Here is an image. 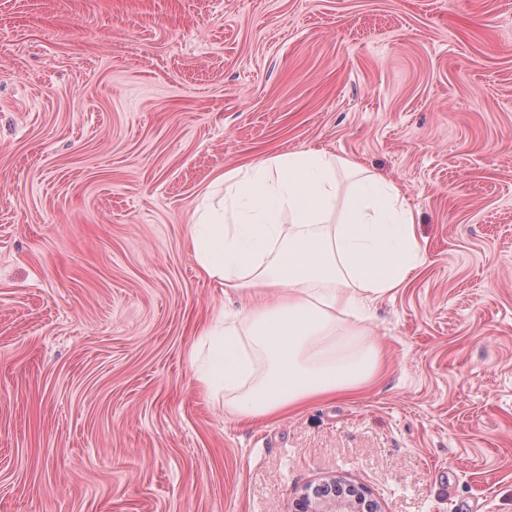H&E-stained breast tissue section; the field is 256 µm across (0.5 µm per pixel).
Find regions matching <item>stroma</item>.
<instances>
[{
	"instance_id": "1",
	"label": "stroma",
	"mask_w": 512,
	"mask_h": 512,
	"mask_svg": "<svg viewBox=\"0 0 512 512\" xmlns=\"http://www.w3.org/2000/svg\"><path fill=\"white\" fill-rule=\"evenodd\" d=\"M316 147L393 181L424 263L379 378L245 425L190 227ZM512 512V0H0V512ZM366 491L364 489H354L351 491V499L342 500L334 503L328 507H322L319 499V493L313 489L311 492L306 490L294 502V512H357L359 505L366 498Z\"/></svg>"
}]
</instances>
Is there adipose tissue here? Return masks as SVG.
Listing matches in <instances>:
<instances>
[{"label": "adipose tissue", "instance_id": "obj_1", "mask_svg": "<svg viewBox=\"0 0 512 512\" xmlns=\"http://www.w3.org/2000/svg\"><path fill=\"white\" fill-rule=\"evenodd\" d=\"M216 181L224 210L200 214L190 248L239 309L217 311L199 331L205 394L223 396L237 417L268 420L360 389L381 356L364 331L368 313L422 261L405 197L362 164L315 147Z\"/></svg>", "mask_w": 512, "mask_h": 512}]
</instances>
